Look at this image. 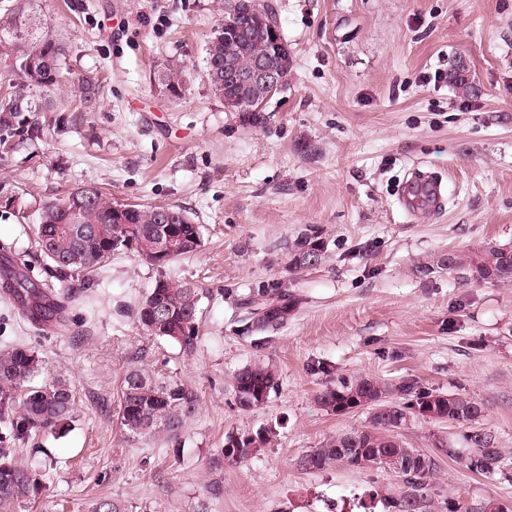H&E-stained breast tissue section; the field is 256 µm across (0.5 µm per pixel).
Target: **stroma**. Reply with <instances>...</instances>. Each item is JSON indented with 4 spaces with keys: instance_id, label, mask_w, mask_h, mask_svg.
Returning <instances> with one entry per match:
<instances>
[{
    "instance_id": "1",
    "label": "stroma",
    "mask_w": 512,
    "mask_h": 512,
    "mask_svg": "<svg viewBox=\"0 0 512 512\" xmlns=\"http://www.w3.org/2000/svg\"><path fill=\"white\" fill-rule=\"evenodd\" d=\"M288 45V85L259 122L225 109L209 85L205 47L225 0H41L69 64L98 79L87 111L63 86L38 113V136L0 163L18 195L0 206V244L26 253L37 283L60 288L32 254L39 202L95 186L118 204L179 205L203 226L201 248L160 269L128 252L83 284L68 337L38 335L0 297V344H36L43 379L75 380L79 415L34 435L53 460L43 480L67 512L109 498L120 512H384L383 470H302L312 448L367 425L368 410L332 413L316 396L368 376L389 388L469 394L475 424L411 422L410 447L436 458L438 512L448 499L512 512V285L465 281L449 253L512 246V0H265ZM185 73L164 95L167 64ZM465 79L467 90L454 78ZM434 173L444 211L405 214L398 192L411 168ZM322 242V259L295 266L294 242ZM196 288L194 356L146 335L136 309L159 276ZM288 294V317L257 329L245 301ZM273 362L278 383L261 406L237 408L234 376ZM182 380L200 399L174 439L145 440L117 421L132 366ZM273 428L277 439L239 463L229 435ZM499 456L493 475L465 468L469 437Z\"/></svg>"
}]
</instances>
